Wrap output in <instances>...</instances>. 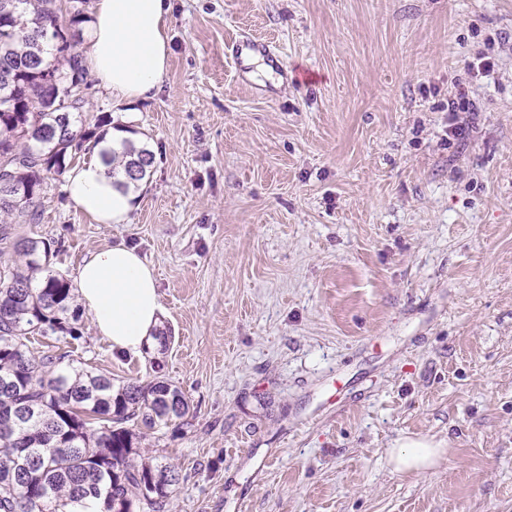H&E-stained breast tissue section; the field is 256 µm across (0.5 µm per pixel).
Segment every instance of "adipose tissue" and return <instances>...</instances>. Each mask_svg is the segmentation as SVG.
<instances>
[{
    "label": "adipose tissue",
    "instance_id": "ef3b65f1",
    "mask_svg": "<svg viewBox=\"0 0 512 512\" xmlns=\"http://www.w3.org/2000/svg\"><path fill=\"white\" fill-rule=\"evenodd\" d=\"M167 0H96L86 25L88 69L118 99L132 102L158 90L169 62ZM70 202L95 223L125 224L135 208L137 183L116 184L102 158L66 174ZM80 306L113 352L139 355L153 341L161 312L153 267L135 248L119 242L88 252L74 279ZM444 454L426 437H403L390 449L394 471L421 474Z\"/></svg>",
    "mask_w": 512,
    "mask_h": 512
}]
</instances>
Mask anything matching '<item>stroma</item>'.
I'll return each instance as SVG.
<instances>
[{"instance_id":"1","label":"stroma","mask_w":512,"mask_h":512,"mask_svg":"<svg viewBox=\"0 0 512 512\" xmlns=\"http://www.w3.org/2000/svg\"><path fill=\"white\" fill-rule=\"evenodd\" d=\"M169 5L160 90L84 91L155 156L130 223H93L60 175L14 234L70 280L135 247L171 336L119 356L85 315L31 351L184 392L187 424L141 444L182 475L169 512H512V0ZM246 38L272 77L234 62ZM461 92L477 112H449ZM405 436L443 460L392 472Z\"/></svg>"}]
</instances>
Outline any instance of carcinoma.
<instances>
[{
    "label": "carcinoma",
    "instance_id": "1",
    "mask_svg": "<svg viewBox=\"0 0 512 512\" xmlns=\"http://www.w3.org/2000/svg\"><path fill=\"white\" fill-rule=\"evenodd\" d=\"M88 0H0V512H168L180 472L141 455L149 433L190 414L177 387L114 386L69 351L37 357L35 335L78 340L80 309L71 285L48 274L45 242L10 239L8 224H35L50 174H62L83 143L87 86L78 50ZM124 172L150 177L151 150L126 140Z\"/></svg>",
    "mask_w": 512,
    "mask_h": 512
}]
</instances>
